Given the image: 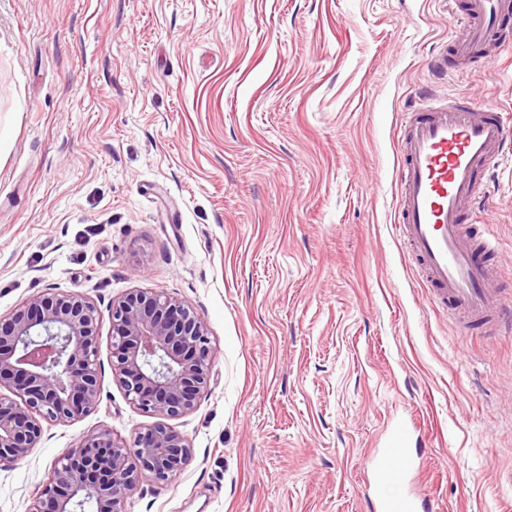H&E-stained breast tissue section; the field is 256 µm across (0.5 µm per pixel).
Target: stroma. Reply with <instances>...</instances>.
Instances as JSON below:
<instances>
[{
	"mask_svg": "<svg viewBox=\"0 0 512 512\" xmlns=\"http://www.w3.org/2000/svg\"><path fill=\"white\" fill-rule=\"evenodd\" d=\"M432 0H0V315L91 297L100 400L0 467L27 512L86 434L154 424L112 375L110 306L190 303L209 386L172 425L194 454L129 512H373L365 462L422 423L440 512H512V323L461 334L396 228L401 119L421 90L512 116V48L440 80ZM486 187L512 311V165Z\"/></svg>",
	"mask_w": 512,
	"mask_h": 512,
	"instance_id": "35a3bbf8",
	"label": "stroma"
}]
</instances>
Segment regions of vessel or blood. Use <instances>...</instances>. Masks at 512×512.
<instances>
[{"instance_id":"vessel-or-blood-1","label":"vessel or blood","mask_w":512,"mask_h":512,"mask_svg":"<svg viewBox=\"0 0 512 512\" xmlns=\"http://www.w3.org/2000/svg\"><path fill=\"white\" fill-rule=\"evenodd\" d=\"M448 15L462 17L463 25L454 32L452 51L432 57L434 72L444 75L450 65L501 54L499 33L512 23V0H467L465 14L452 8ZM402 127L399 233L449 318L462 328L483 324L502 308L500 282L483 258L497 241L488 232L473 240L465 216L486 213L483 171L493 161H512V126L498 107L474 101L464 106L426 93L406 113ZM384 436L369 460V486L377 491L374 512H434L430 497L415 486L412 430L396 423ZM387 484L401 486V494L381 495Z\"/></svg>"}]
</instances>
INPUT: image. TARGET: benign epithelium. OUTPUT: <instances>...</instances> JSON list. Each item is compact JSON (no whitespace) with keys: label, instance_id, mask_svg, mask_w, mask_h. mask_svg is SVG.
<instances>
[{"label":"benign epithelium","instance_id":"benign-epithelium-1","mask_svg":"<svg viewBox=\"0 0 512 512\" xmlns=\"http://www.w3.org/2000/svg\"><path fill=\"white\" fill-rule=\"evenodd\" d=\"M112 374L136 409L159 418L128 443L109 432L85 435L53 462L29 512H127L144 478L179 476L194 448L168 424L192 412L207 389L209 329L185 301L135 289L112 301ZM99 312L82 294L46 288L0 316V467L25 459L43 423L89 414L100 396Z\"/></svg>","mask_w":512,"mask_h":512}]
</instances>
